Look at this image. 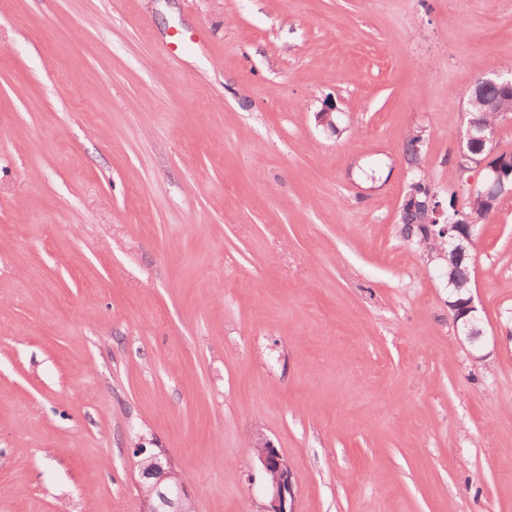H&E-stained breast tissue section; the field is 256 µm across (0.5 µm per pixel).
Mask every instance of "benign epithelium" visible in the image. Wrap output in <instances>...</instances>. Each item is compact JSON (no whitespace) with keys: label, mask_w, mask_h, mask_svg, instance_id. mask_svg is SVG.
<instances>
[{"label":"benign epithelium","mask_w":512,"mask_h":512,"mask_svg":"<svg viewBox=\"0 0 512 512\" xmlns=\"http://www.w3.org/2000/svg\"><path fill=\"white\" fill-rule=\"evenodd\" d=\"M512 88V70H503L492 76L477 80L469 91V96H477L487 86ZM498 125L470 120L466 130L465 146L460 153L464 161L462 168H467L465 161L471 155L487 152L489 161L478 162L477 176H468L471 188L481 187L482 197L491 207L488 214H493L501 199L512 194V158L498 156ZM424 218L428 224L443 222L442 248L448 250L453 260L471 258L468 245L472 244V225L469 217L459 209L455 214L443 216L436 204L427 206ZM453 312L463 318V330L472 347L479 348L483 330L479 328L481 320L477 314L474 296L470 295L451 305ZM255 459L263 473L268 492V504L263 512H296L294 508V490L291 468L288 460L269 442L255 445ZM133 456L144 458L147 465H137V478L133 481L134 497L138 503L137 512H186V505L192 502L187 482L177 470L166 448H147L139 443L133 448Z\"/></svg>","instance_id":"obj_1"}]
</instances>
